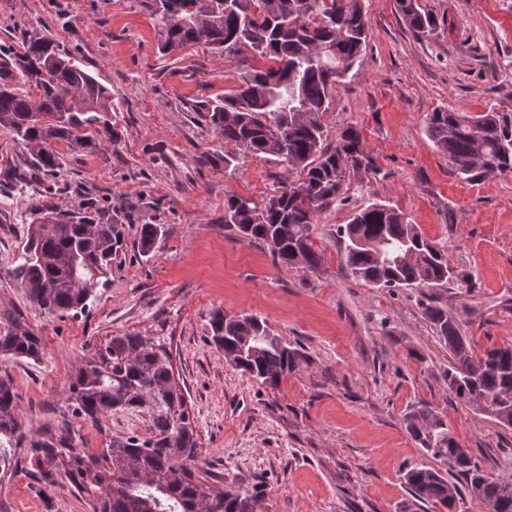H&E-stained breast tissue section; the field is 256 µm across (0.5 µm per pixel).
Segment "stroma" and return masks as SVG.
I'll return each mask as SVG.
<instances>
[{"instance_id":"stroma-1","label":"stroma","mask_w":512,"mask_h":512,"mask_svg":"<svg viewBox=\"0 0 512 512\" xmlns=\"http://www.w3.org/2000/svg\"><path fill=\"white\" fill-rule=\"evenodd\" d=\"M437 19L416 35L396 0H364L366 51L337 85L323 117L328 144L360 130L370 170L346 174L344 199L314 226L317 269L275 266L267 250L224 228V199H262L289 172L248 155L224 167V142L202 102L238 83L251 52L226 59L204 44L158 50L141 0H0V57L21 33L52 37L112 95L116 146L66 156L56 177L29 164L0 128V312L20 315L41 337L39 361L0 356L19 395L23 451L0 475V512H90L61 471L30 455L45 434L69 430L101 456L113 438L146 435L141 413L117 410L98 423L72 417L70 375L101 341L137 333L164 338L173 382L194 420L193 467L207 482L258 494L262 512H446L415 500L403 475L414 466L451 474L404 426L427 405L494 478L512 479V427L463 404L443 381L448 349L433 333L415 290L375 288L343 265L337 225L381 202L399 209L477 286L438 288L474 349L512 343V172L467 183L427 134L444 106L474 115L512 112V0H422ZM209 155L200 163L201 155ZM94 199L99 216L124 227V244L88 314H50L31 304L12 275L33 200L62 209ZM167 234L141 256L137 227ZM256 314L302 356L277 387L225 362L210 317Z\"/></svg>"}]
</instances>
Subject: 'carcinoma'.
I'll use <instances>...</instances> for the list:
<instances>
[{"label":"carcinoma","instance_id":"cac0c4a2","mask_svg":"<svg viewBox=\"0 0 512 512\" xmlns=\"http://www.w3.org/2000/svg\"><path fill=\"white\" fill-rule=\"evenodd\" d=\"M156 23L158 49L178 54L190 44H206L229 59L250 50L264 66L250 65L231 92L208 104L209 121L224 139V168L238 156L263 154L297 170L301 178L279 183L261 200L224 197V228L257 242L275 265L319 266L312 239L316 217L343 194L348 169L366 161L361 134L354 128L326 144L322 117L333 102L335 85L347 79L366 49L368 19L362 0H142ZM406 25L431 34L435 16L419 0H397ZM0 63V126L27 149L33 167L56 175L65 156L52 147L95 151L117 141L108 119L110 91L73 54L45 36L21 41ZM427 132L456 175L478 182L512 170V113L491 106L475 116L438 108L427 115ZM20 263L13 277L27 299L48 312L83 313L112 256L122 247L117 224L89 215L86 208L60 210L35 202ZM166 235L163 224L140 227L141 254L148 257ZM343 261L355 279L375 288L475 287L470 273L423 237L408 217L373 202L337 228ZM421 261L399 262L409 252ZM423 315L448 345L443 378L460 402L475 405L498 424L512 427V344L477 353L448 308L433 296L421 301ZM0 322V355L36 361L42 340L20 318ZM211 340L232 366L261 385L275 387L301 363L288 341L258 315L211 314ZM72 415L92 423L114 409L147 415L152 436L112 440L98 459L68 436L38 441L48 464L62 470L82 492L93 512H256L258 501L233 486L214 488L184 464L197 453L194 420L182 391L172 383L167 346L152 336L123 334L95 347L69 383ZM13 379L0 376V447L22 440L15 418ZM405 428L435 458L452 464L463 482L451 483L433 468L404 474L414 499L440 503L459 512L466 499L485 503L489 512H512V481L489 477L467 448L456 442L445 420L424 406L405 419Z\"/></svg>","mask_w":512,"mask_h":512}]
</instances>
